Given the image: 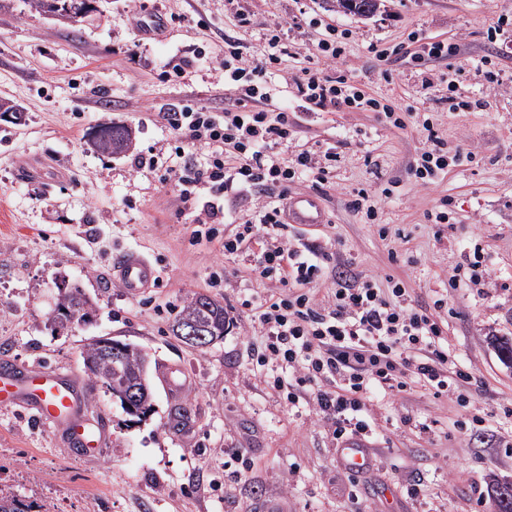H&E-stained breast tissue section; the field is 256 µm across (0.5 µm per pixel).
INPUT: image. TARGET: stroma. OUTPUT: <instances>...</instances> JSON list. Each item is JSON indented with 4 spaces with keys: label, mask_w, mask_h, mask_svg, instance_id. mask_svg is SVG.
Listing matches in <instances>:
<instances>
[{
    "label": "stroma",
    "mask_w": 512,
    "mask_h": 512,
    "mask_svg": "<svg viewBox=\"0 0 512 512\" xmlns=\"http://www.w3.org/2000/svg\"><path fill=\"white\" fill-rule=\"evenodd\" d=\"M78 26L29 11L12 0L0 12V96L24 109L22 122L0 119V363L43 366L84 377L83 346L97 336L131 343L156 366L183 365L192 379L181 398L183 427L170 422L173 405L155 388V411L127 425L118 404L91 383L89 410L108 434L101 454L86 460L56 448L52 433L0 409V476L19 498L42 512H494L492 480L512 482V366L497 343L512 340V92L492 98L484 112H452L446 100L449 67L461 68L457 91L484 96L483 61L512 77V0H386L374 16L329 10L324 0H96ZM333 22L345 34L338 71L397 111L431 115L449 153L459 154L434 185L409 175L420 148L413 127L398 129L375 112L342 109L301 115V139L336 146L341 155L332 188L303 183L323 214L300 227L362 273L401 282L415 304L443 300L435 315L447 325L448 350L476 377L461 407L419 385L395 402L367 403L371 467L349 479L339 447L306 405L260 379L245 338L230 327L224 338L197 349L171 332L185 301L203 294L237 305L244 290L277 289L268 279H244L243 263L195 238L179 211L177 192L161 170H134L136 158L169 143L159 110L187 100L223 111L233 97L219 72L170 79V58L218 50L225 36L244 56L261 57L268 27L278 21L294 51L314 50L318 29L291 24L299 9ZM157 10L166 32L139 39L131 11ZM246 12L247 27L231 24ZM183 22H176V15ZM509 22L488 36L498 16ZM421 40H461L451 61L383 66L370 46ZM432 86L423 89L421 81ZM121 122L135 132L131 152H98L101 125ZM375 183L391 191L379 221L364 223L349 206L354 190ZM448 200L449 221L424 214ZM482 248L496 275L476 291L449 281L452 269ZM126 251L143 253L161 280L129 297L112 279ZM77 287L95 304L90 320L64 333L48 317L60 289ZM480 413L486 429L460 440L455 421ZM231 448L248 449L252 471L235 479Z\"/></svg>",
    "instance_id": "stroma-1"
}]
</instances>
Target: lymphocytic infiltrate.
Masks as SVG:
<instances>
[{
  "mask_svg": "<svg viewBox=\"0 0 512 512\" xmlns=\"http://www.w3.org/2000/svg\"><path fill=\"white\" fill-rule=\"evenodd\" d=\"M263 58L243 57L233 41L220 53L197 56L169 65L175 78L186 77L192 66L224 75L232 86V107L221 112L188 101L163 113L172 139L191 144L188 152L157 153L136 161V168L162 167L164 182L173 184L192 223L225 221L233 230L218 240L225 256H242L251 274L277 278L280 291L250 293L240 301L243 333L261 329L260 346L252 358L267 384L285 392L289 407L311 405L336 443L369 435L366 402L372 395L395 400L410 384L436 396L466 405L462 384L474 381L471 371L452 357L444 345V325L432 313L415 306L405 288H384L378 275L356 273L351 265L336 266L330 294L319 296L315 283L328 255L317 244H295L284 235V201L292 185L329 184L339 158L335 148L305 147L291 155L282 148L296 140L298 124L287 99L274 98L268 73L288 47L279 30H272ZM343 48L336 29L325 24L315 55L304 56L285 83L297 91L306 112L351 111L383 114L387 124L405 128L393 106L367 94L345 75H333ZM415 128L424 140L412 176L433 184L447 170L448 151L430 118L417 115ZM250 191L252 214L236 222L224 209L227 196Z\"/></svg>",
  "mask_w": 512,
  "mask_h": 512,
  "instance_id": "1",
  "label": "lymphocytic infiltrate"
}]
</instances>
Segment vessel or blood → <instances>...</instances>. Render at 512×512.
<instances>
[{"mask_svg":"<svg viewBox=\"0 0 512 512\" xmlns=\"http://www.w3.org/2000/svg\"><path fill=\"white\" fill-rule=\"evenodd\" d=\"M288 221L317 224L321 214L308 199L295 197L288 203ZM112 277L129 295L136 296L151 287L158 271L142 254L131 251L113 264ZM160 379L171 397H181L187 385L181 368L164 367ZM89 392L87 384L69 373L16 363L0 367V407L30 414L39 426L54 431L64 449L81 444L86 459L96 457L104 446L102 429L84 415Z\"/></svg>","mask_w":512,"mask_h":512,"instance_id":"1","label":"vessel or blood"}]
</instances>
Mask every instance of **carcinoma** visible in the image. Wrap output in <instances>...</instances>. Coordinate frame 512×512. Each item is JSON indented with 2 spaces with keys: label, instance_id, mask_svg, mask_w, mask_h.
<instances>
[{
  "label": "carcinoma",
  "instance_id": "carcinoma-1",
  "mask_svg": "<svg viewBox=\"0 0 512 512\" xmlns=\"http://www.w3.org/2000/svg\"><path fill=\"white\" fill-rule=\"evenodd\" d=\"M328 7L345 14L367 16L371 8L382 0H325ZM130 130L123 124L111 123L102 127L94 141L95 147L106 154H118L130 149ZM94 312L92 302L78 288L64 291L50 318L54 329H66L76 321H82ZM194 327L205 336L224 337L226 318L224 305L206 295H196L187 301L176 314L172 324L175 336L186 334L187 327ZM81 358L85 369L107 389L112 398L120 402L125 412L138 419L153 409V386L148 354L136 345L99 338L83 346ZM136 387L140 399L128 404L123 392ZM492 496L496 512H512V485L495 483ZM0 512H29V505L13 492L0 487Z\"/></svg>",
  "mask_w": 512,
  "mask_h": 512
}]
</instances>
